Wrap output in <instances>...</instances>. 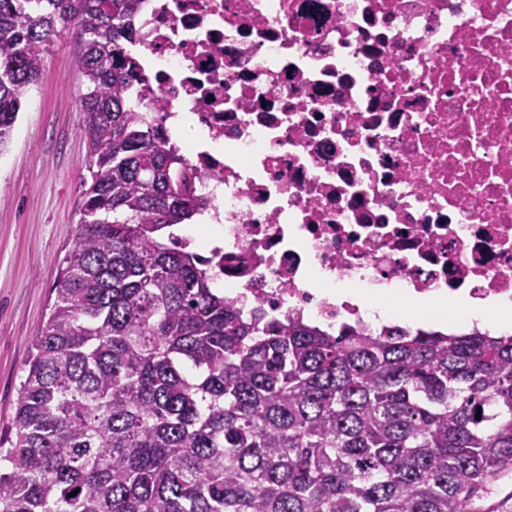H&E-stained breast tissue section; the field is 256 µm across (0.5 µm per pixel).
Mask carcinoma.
<instances>
[{
    "instance_id": "cac0c4a2",
    "label": "carcinoma",
    "mask_w": 512,
    "mask_h": 512,
    "mask_svg": "<svg viewBox=\"0 0 512 512\" xmlns=\"http://www.w3.org/2000/svg\"><path fill=\"white\" fill-rule=\"evenodd\" d=\"M135 2L0 0V152L73 24L90 175L0 438V512H512L481 504L512 472V336L245 319L172 244L204 201L125 95Z\"/></svg>"
}]
</instances>
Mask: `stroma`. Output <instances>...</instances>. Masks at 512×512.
<instances>
[{"instance_id": "1", "label": "stroma", "mask_w": 512, "mask_h": 512, "mask_svg": "<svg viewBox=\"0 0 512 512\" xmlns=\"http://www.w3.org/2000/svg\"><path fill=\"white\" fill-rule=\"evenodd\" d=\"M76 50L73 29L54 37L45 76L26 95L12 139L0 152V426L14 412L58 262L75 240L79 195L89 177Z\"/></svg>"}]
</instances>
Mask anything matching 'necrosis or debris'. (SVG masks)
I'll return each instance as SVG.
<instances>
[{"label": "necrosis or debris", "mask_w": 512, "mask_h": 512, "mask_svg": "<svg viewBox=\"0 0 512 512\" xmlns=\"http://www.w3.org/2000/svg\"><path fill=\"white\" fill-rule=\"evenodd\" d=\"M131 23L127 96L222 231L176 240L245 316L375 334L410 328L371 321L387 297L512 302V0H139Z\"/></svg>", "instance_id": "4bbe7bcc"}]
</instances>
